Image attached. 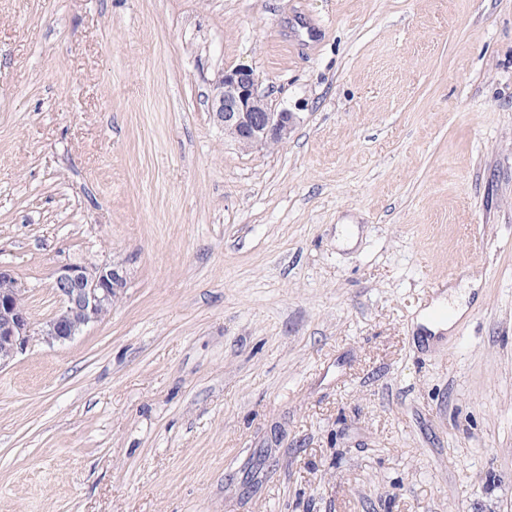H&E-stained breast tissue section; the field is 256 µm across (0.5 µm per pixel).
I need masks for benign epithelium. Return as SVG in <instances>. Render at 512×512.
Returning <instances> with one entry per match:
<instances>
[{
    "mask_svg": "<svg viewBox=\"0 0 512 512\" xmlns=\"http://www.w3.org/2000/svg\"><path fill=\"white\" fill-rule=\"evenodd\" d=\"M212 111L245 148L287 140L295 121L294 113L268 107L257 91L254 70L246 66L222 73L214 83ZM123 286L120 269L108 264H63L51 285L57 306L48 318L37 321L29 309L28 288L0 265V368L25 352L36 337L50 344L73 340L110 313Z\"/></svg>",
    "mask_w": 512,
    "mask_h": 512,
    "instance_id": "1",
    "label": "benign epithelium"
}]
</instances>
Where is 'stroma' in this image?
Returning a JSON list of instances; mask_svg holds the SVG:
<instances>
[{"instance_id":"35a3bbf8","label":"stroma","mask_w":512,"mask_h":512,"mask_svg":"<svg viewBox=\"0 0 512 512\" xmlns=\"http://www.w3.org/2000/svg\"><path fill=\"white\" fill-rule=\"evenodd\" d=\"M0 263L125 275L0 368V512H512V0H0ZM212 112L237 142L251 148L288 139L295 116L293 112H274L257 91V78L250 67L224 71L212 88ZM465 299V295L462 292H451L448 295V303L444 302V300L435 302L432 306L428 307L426 310L422 312L420 323L424 325L428 331L437 333L438 331H445L446 329H450L454 323L461 317L464 312L462 302ZM448 308L450 311L451 317L447 321H434L430 317V311L433 308Z\"/></svg>"}]
</instances>
